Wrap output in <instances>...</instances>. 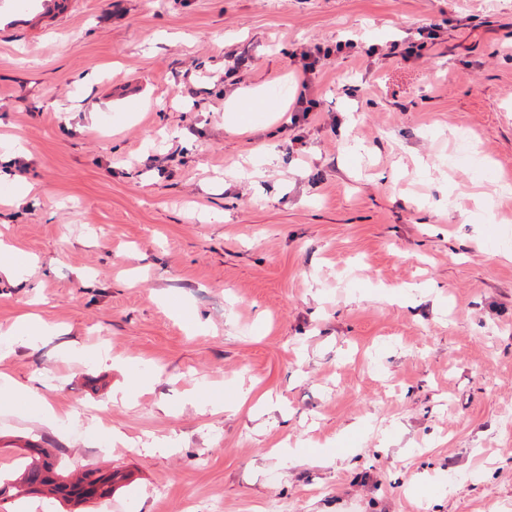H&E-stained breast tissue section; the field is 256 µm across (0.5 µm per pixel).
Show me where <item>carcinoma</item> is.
I'll return each instance as SVG.
<instances>
[{"label": "carcinoma", "instance_id": "cac0c4a2", "mask_svg": "<svg viewBox=\"0 0 512 512\" xmlns=\"http://www.w3.org/2000/svg\"><path fill=\"white\" fill-rule=\"evenodd\" d=\"M126 478L119 470L101 468L68 472L51 449L27 445L10 466L0 467V512L7 502L38 495L68 505L107 499Z\"/></svg>", "mask_w": 512, "mask_h": 512}]
</instances>
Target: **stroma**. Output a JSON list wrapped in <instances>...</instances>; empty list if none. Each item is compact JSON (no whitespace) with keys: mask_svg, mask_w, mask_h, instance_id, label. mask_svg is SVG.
Here are the masks:
<instances>
[{"mask_svg":"<svg viewBox=\"0 0 512 512\" xmlns=\"http://www.w3.org/2000/svg\"><path fill=\"white\" fill-rule=\"evenodd\" d=\"M509 180L512 0H0V393L61 416L0 452L129 474L81 512H507ZM436 25L422 27L419 30V39L415 41L405 40L404 46L394 45L391 47L390 55L395 58L398 64H408L410 61L419 59L432 51L435 40L438 39ZM354 44L347 41H337L333 49L330 46L322 47L315 45L313 49L304 50L300 54V75L302 76V83L306 86L311 83L320 72L322 58L329 56L336 51L340 53L344 48H353Z\"/></svg>","mask_w":512,"mask_h":512,"instance_id":"stroma-1","label":"stroma"}]
</instances>
